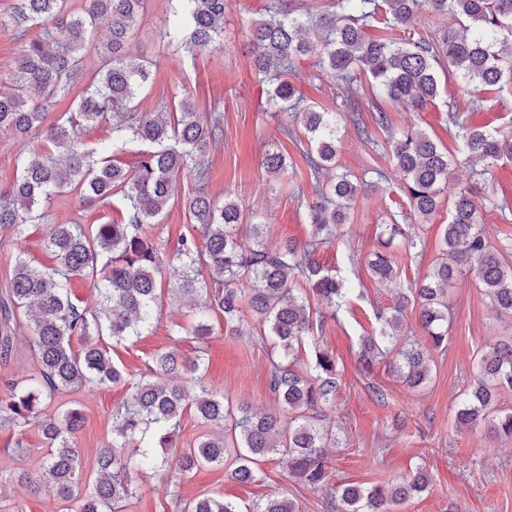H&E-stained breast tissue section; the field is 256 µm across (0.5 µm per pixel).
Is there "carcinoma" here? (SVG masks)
<instances>
[{
	"label": "carcinoma",
	"instance_id": "1",
	"mask_svg": "<svg viewBox=\"0 0 512 512\" xmlns=\"http://www.w3.org/2000/svg\"><path fill=\"white\" fill-rule=\"evenodd\" d=\"M147 2L17 0L8 18L19 56L9 86L0 88V130L27 137L43 125L57 98L75 86L86 56L96 55L101 66L75 107L48 126L53 149L18 158L15 181L0 191V227L22 233L35 221L40 204L63 192L105 204L119 194L122 204L121 219L110 224L50 227L45 248L55 257V266H34L20 254L14 259L11 287L0 298V316L6 321L30 316L36 366L29 378L7 382L10 398L0 406V426L33 421L48 448L38 472L22 471L10 481L50 489L68 512L73 506L74 512H123L136 492L133 474L162 467L157 449L177 447L181 418L193 409L203 421L222 424V433H205L196 446L181 449L178 474L222 467L232 455L228 477L251 483L257 461L271 456L303 484L322 488L331 478L326 449L339 447L329 421L340 388L336 364L317 351L315 373L304 375L294 366L304 337L314 332L305 285H311L329 318L338 319L347 304L349 289L314 256L331 243L336 225L346 222L361 186L342 173L306 204L312 231L304 244L271 245L265 240L267 225L252 224L253 245L242 246L237 231L241 207L209 195L207 172L198 162L223 141L221 119L213 112L203 115L188 96L178 100L172 121L135 104L151 76L147 62L131 56ZM175 2L174 21L163 27L162 41L213 52L224 49L228 0ZM292 2L271 0L250 21L245 37L255 68L274 77L268 91L270 110L290 118L278 130L290 138L293 126L303 127L307 147L301 153L316 179L335 168L342 139L335 113L315 110L298 90L297 61L305 56L316 57L321 71L336 82L350 85L359 75L367 76L377 94L412 110L435 103L442 76L461 81L467 112L483 103L479 91L512 83V0H329L314 19L298 13ZM421 10L449 16L460 29L440 28L416 39L411 20ZM100 25L107 26L109 35L107 42L97 44L87 33ZM32 26L42 28L40 37L28 35ZM379 26L406 37L367 33ZM342 112L363 131L360 99L345 100ZM89 123L109 126L112 154L82 140L81 131ZM445 123L462 133L465 161L483 164L479 174L512 160V135L467 125L466 112L457 102H448ZM387 143L414 217L428 220L448 193L443 258L422 279L396 289L393 305L377 308L379 329L360 343L366 371L387 359L390 370L413 388L430 379L427 352L448 341V286L465 270L474 271L496 316L512 319V267L489 242L473 187L450 184L448 148L415 128L390 132ZM128 151L135 161L124 164L118 156ZM262 166L278 176L288 170L286 157L274 149L265 153ZM188 178L196 185L182 197L181 181ZM175 199L182 200L190 223L199 225L201 240H183L176 258L167 262L148 228L160 223ZM381 229L379 248L365 264L375 278L390 281L396 275L390 252L395 240L404 238L410 249L423 242L407 236L397 223ZM75 276L93 278L99 308L78 304L71 290ZM164 292L187 298L199 309L221 312L234 332L242 331L247 317L259 325L273 342L268 389L279 409L258 416L243 404L234 408L208 384L202 357L184 359L176 350L158 353L114 412L112 441L92 465L93 491L80 497L76 488L83 471L73 434L83 414L76 407L49 413L44 405L69 390L121 383L123 372L112 362L105 338L118 343L141 335L154 320ZM410 305L418 308L424 342L402 337ZM183 331L199 340L210 335L209 326L196 317L188 329L177 325L175 333ZM74 339L82 344L78 352L72 347ZM502 391H512V335L480 355L478 373L455 423L512 439V411L497 408ZM426 488L427 478L418 467L390 487L345 486L330 496L328 506L331 512H388V505H402ZM178 507L181 512H298L296 502L285 497L258 499L241 508L220 493H205Z\"/></svg>",
	"mask_w": 512,
	"mask_h": 512
}]
</instances>
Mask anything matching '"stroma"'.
Wrapping results in <instances>:
<instances>
[{
  "mask_svg": "<svg viewBox=\"0 0 512 512\" xmlns=\"http://www.w3.org/2000/svg\"><path fill=\"white\" fill-rule=\"evenodd\" d=\"M265 5L266 0H229L224 14L226 49L209 53L176 50L161 42L159 32L170 15V4L168 0H149L132 48L134 55L152 63V79L139 107L147 112L161 109L187 91L199 111L221 114L224 141L201 160L208 172V193L219 200L232 197L242 208L245 224L239 237L243 244L253 243L248 228L252 222L266 225L269 243L291 240L301 244L311 231L305 203L314 199L316 181L299 147L279 132L278 118L268 112V80L255 70L244 49L246 26ZM298 72L300 90L318 111L333 112L345 98H361L366 129L361 135L349 121L339 123L342 148L337 162L366 190L358 195L347 223L337 225L332 242L317 255L320 264L338 269L353 294L338 319L326 320L322 335L307 337L299 354L304 369L309 368L318 349L328 351L336 361L340 392L335 418L340 445L331 451L330 484L387 486L420 466L429 479L426 491L394 507L393 512H512V440L462 430L454 422L473 381L479 354L507 334L505 322L496 318L482 295L475 273L458 277L448 292V345L431 352V376L424 385L408 388L384 360L369 374L357 366L361 337L377 328V307L393 303L392 285L375 281L362 262L376 247L381 225L397 220L426 242L420 250L394 245L397 271L393 285H403L422 278L438 261L448 222L444 206L427 223L411 215L392 175L388 135L375 118L386 112L393 128L418 126L451 154H458L461 140L449 134L443 121L448 101L458 88L453 83L441 84L435 104L412 111L387 98H373L368 84L334 83L320 71L315 58L301 60ZM482 98V109L469 113L468 124L512 128V83L483 93ZM44 145L40 134L22 139L0 132V187L13 183L18 156ZM271 148L281 149L288 158V173L279 179L262 167L264 153ZM383 171L390 173V180L380 179ZM449 178L476 186L486 196L512 207V163L498 164L491 174L477 177L459 162L453 164ZM41 213L40 223L25 225L22 234L0 229V296L10 286L17 254H24L39 267L53 265V257L43 247L51 225L104 224L119 217L115 204L86 203L72 193L54 196ZM150 233L163 256L170 258L182 239L199 237L200 229L189 223L181 203L175 202L161 223L151 226ZM186 312L177 299L164 298L162 311L148 330L110 349L114 363L126 375L125 382L71 394V401L84 415L73 438L84 465H91L100 448L111 441L114 410L131 394L152 356L163 349L177 348L185 358L205 349L207 378L230 404L248 405L257 414L275 410L267 384L272 345L263 340L259 327L239 335L229 330L222 315L212 312L208 315L212 332L205 341L173 335L175 324H187ZM19 438L27 450L22 457L9 452ZM45 452L37 426L0 427V472L36 470ZM258 469L259 477L252 484L235 482L226 470L212 467L201 468L174 484L162 469L138 478L136 496L126 512H177L175 499L213 492L241 505L273 495L294 500L299 512H329L325 490L303 485L278 460L261 461Z\"/></svg>",
  "mask_w": 512,
  "mask_h": 512,
  "instance_id": "1",
  "label": "stroma"
}]
</instances>
